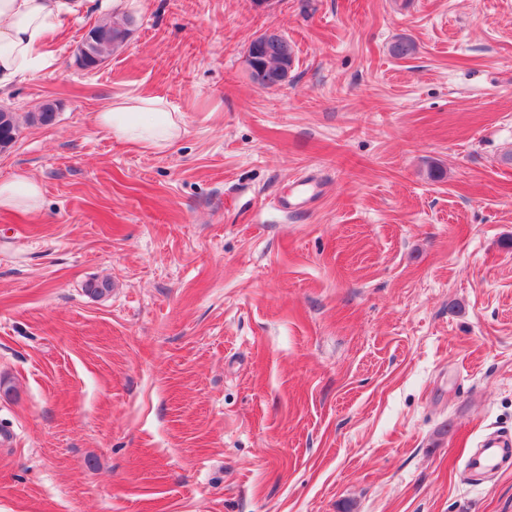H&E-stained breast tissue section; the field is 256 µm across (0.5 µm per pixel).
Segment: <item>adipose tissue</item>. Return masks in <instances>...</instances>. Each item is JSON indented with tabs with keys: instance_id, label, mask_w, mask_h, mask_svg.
Wrapping results in <instances>:
<instances>
[{
	"instance_id": "adipose-tissue-1",
	"label": "adipose tissue",
	"mask_w": 512,
	"mask_h": 512,
	"mask_svg": "<svg viewBox=\"0 0 512 512\" xmlns=\"http://www.w3.org/2000/svg\"><path fill=\"white\" fill-rule=\"evenodd\" d=\"M84 0H0V90L54 64L48 39L81 12ZM116 140L148 151L172 148L183 133L181 113L154 95L118 97L95 115ZM39 184L26 176L0 183V209L37 211Z\"/></svg>"
}]
</instances>
